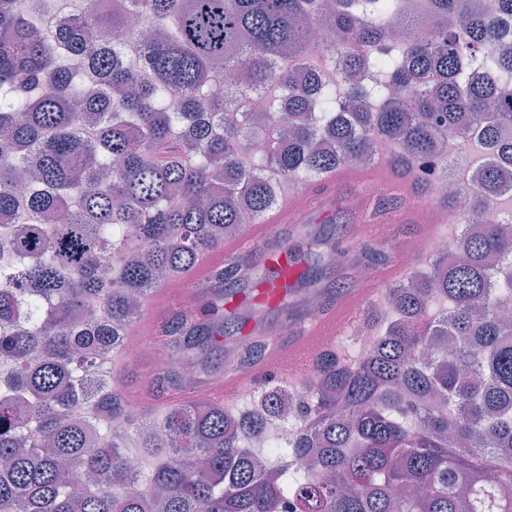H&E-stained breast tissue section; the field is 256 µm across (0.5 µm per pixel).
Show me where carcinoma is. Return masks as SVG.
<instances>
[{
	"label": "carcinoma",
	"mask_w": 512,
	"mask_h": 512,
	"mask_svg": "<svg viewBox=\"0 0 512 512\" xmlns=\"http://www.w3.org/2000/svg\"><path fill=\"white\" fill-rule=\"evenodd\" d=\"M76 2L49 38L53 0H0V512H512V0ZM127 15L152 35L120 52ZM236 74L260 114L215 91ZM450 139L483 151L464 192L426 175ZM382 157L482 229L388 286V314L367 307L354 360L327 350L309 387L159 419L100 373L146 297L263 223L279 181ZM239 272L177 306L158 347L219 342Z\"/></svg>",
	"instance_id": "obj_1"
}]
</instances>
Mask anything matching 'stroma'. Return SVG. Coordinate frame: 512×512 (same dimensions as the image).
<instances>
[{"mask_svg":"<svg viewBox=\"0 0 512 512\" xmlns=\"http://www.w3.org/2000/svg\"><path fill=\"white\" fill-rule=\"evenodd\" d=\"M308 199L305 210L294 221L276 225L265 246L246 252L249 271L227 288L232 296L236 318L229 321L222 343L209 347L205 361L210 378L228 372L230 353L241 338L244 327L257 330L276 327L267 344L288 349L295 330L307 323L308 298H315L318 309H328L342 297L358 292L362 283L348 266L351 256L362 243L374 239L378 224L389 225L391 233L383 250L392 264L411 274L429 261L428 254L418 252L416 244L424 239V207H436L435 198L411 191L405 180L395 177L384 162H377L355 175L337 178L333 184H286L281 197L289 199L295 192ZM294 265L292 284L280 302L266 299L277 265ZM180 296L161 286L145 302V314L135 324L130 336L146 344L153 343L156 325L171 315ZM105 369L113 386L130 400L142 403L155 414H162L174 397L162 375L143 364L134 353L123 352L110 359Z\"/></svg>","mask_w":512,"mask_h":512,"instance_id":"35a3bbf8","label":"stroma"}]
</instances>
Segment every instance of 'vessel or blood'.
<instances>
[{
  "mask_svg": "<svg viewBox=\"0 0 512 512\" xmlns=\"http://www.w3.org/2000/svg\"><path fill=\"white\" fill-rule=\"evenodd\" d=\"M293 211V204L285 203L280 210L269 216L266 223L252 225L245 238L225 244L223 252H214L203 256L197 270L198 277H207L213 269L220 266L223 262L224 252L239 251L249 246L254 248L263 246L273 227L282 223ZM361 302V296L357 295L340 301L328 311L319 313L310 324L302 329L293 347L280 353L279 370L281 374L300 375L303 358L307 357L309 353L333 347L337 336L357 313Z\"/></svg>",
  "mask_w": 512,
  "mask_h": 512,
  "instance_id": "obj_1",
  "label": "vessel or blood"
}]
</instances>
